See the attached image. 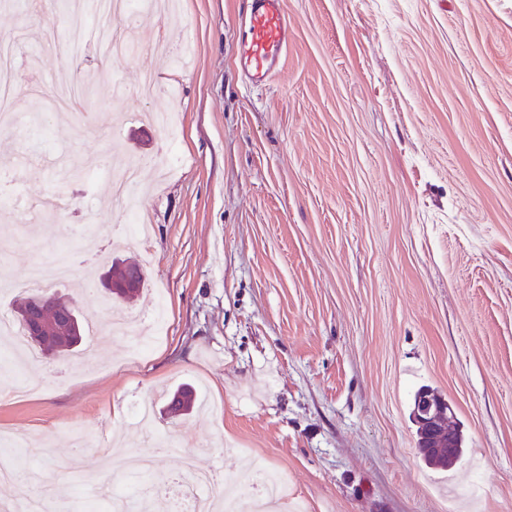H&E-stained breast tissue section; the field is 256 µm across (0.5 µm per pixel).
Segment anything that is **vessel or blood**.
<instances>
[{
  "mask_svg": "<svg viewBox=\"0 0 512 512\" xmlns=\"http://www.w3.org/2000/svg\"><path fill=\"white\" fill-rule=\"evenodd\" d=\"M241 19L246 28L242 77L253 87L267 85L288 50L294 22L282 0H242Z\"/></svg>",
  "mask_w": 512,
  "mask_h": 512,
  "instance_id": "vessel-or-blood-1",
  "label": "vessel or blood"
}]
</instances>
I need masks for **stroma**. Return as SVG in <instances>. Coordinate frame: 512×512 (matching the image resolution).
<instances>
[{
    "label": "stroma",
    "mask_w": 512,
    "mask_h": 512,
    "mask_svg": "<svg viewBox=\"0 0 512 512\" xmlns=\"http://www.w3.org/2000/svg\"><path fill=\"white\" fill-rule=\"evenodd\" d=\"M295 23L281 67L262 88L241 79L240 0H180L164 35L191 46L184 67L141 45L100 66L65 48L113 26L63 0L36 9L0 0V41L25 54L34 93L17 108L43 119L38 144L0 131V170L24 164L19 193L70 197L13 228L0 269L21 275L57 251L74 259L72 298L84 323L73 371L50 359L39 396H21L0 346V429L48 439L23 465L44 512L100 501L114 440L146 456L154 436L181 437L199 467L235 478L280 473L307 512H512V0H284ZM151 98L128 95L142 74ZM170 109L155 132L149 113ZM144 171L150 281L113 303L88 291L103 258L142 261L126 243L119 202L95 162L154 158ZM166 325L149 349L96 333L113 311ZM190 385L196 405L171 416L163 391ZM449 400L466 452L428 468L409 418L415 391ZM152 400L154 422L128 413ZM81 466L53 490L56 460L77 434Z\"/></svg>",
    "instance_id": "stroma-1"
}]
</instances>
